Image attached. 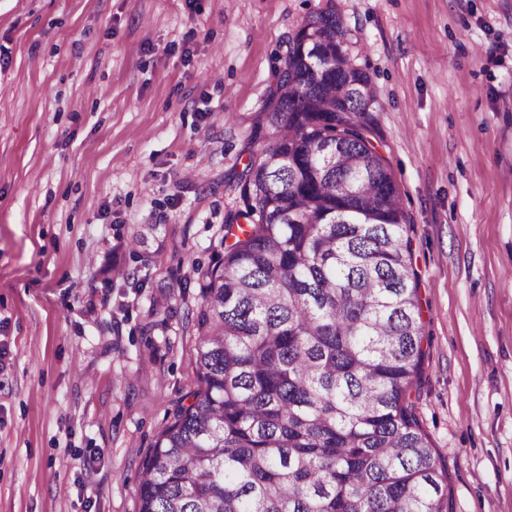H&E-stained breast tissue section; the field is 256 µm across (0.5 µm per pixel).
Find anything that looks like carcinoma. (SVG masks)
I'll return each mask as SVG.
<instances>
[{"label":"carcinoma","instance_id":"cac0c4a2","mask_svg":"<svg viewBox=\"0 0 512 512\" xmlns=\"http://www.w3.org/2000/svg\"><path fill=\"white\" fill-rule=\"evenodd\" d=\"M329 5L309 16L233 170L198 272V390L142 463L138 512H451L410 391L423 325L379 101Z\"/></svg>","mask_w":512,"mask_h":512}]
</instances>
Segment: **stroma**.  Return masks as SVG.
Segmentation results:
<instances>
[{"instance_id":"1","label":"stroma","mask_w":512,"mask_h":512,"mask_svg":"<svg viewBox=\"0 0 512 512\" xmlns=\"http://www.w3.org/2000/svg\"><path fill=\"white\" fill-rule=\"evenodd\" d=\"M370 74L452 512H512V0H0V512H138L288 41Z\"/></svg>"}]
</instances>
